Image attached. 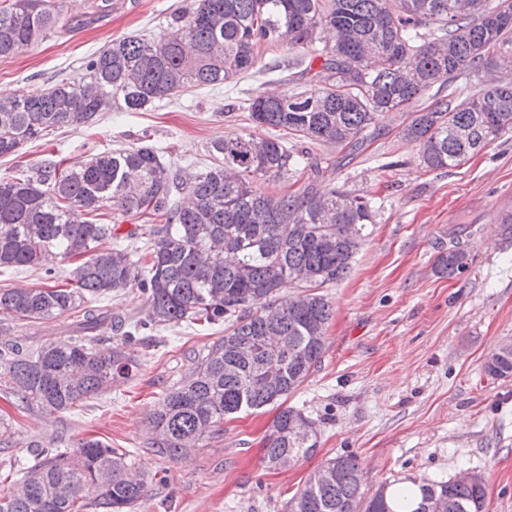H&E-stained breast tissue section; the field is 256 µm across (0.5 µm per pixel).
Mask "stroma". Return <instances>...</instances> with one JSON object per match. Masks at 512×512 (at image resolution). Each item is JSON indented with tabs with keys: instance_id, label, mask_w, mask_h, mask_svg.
<instances>
[{
	"instance_id": "1",
	"label": "stroma",
	"mask_w": 512,
	"mask_h": 512,
	"mask_svg": "<svg viewBox=\"0 0 512 512\" xmlns=\"http://www.w3.org/2000/svg\"><path fill=\"white\" fill-rule=\"evenodd\" d=\"M112 9L73 31L53 34L0 58V91L27 95L83 73L112 40L158 37L183 0H112ZM321 60L279 44L262 46L250 72L217 87H195L140 112L97 115L90 128L47 131L0 158V179L18 163L78 166L93 153L145 137L166 163L210 164V142L253 132L249 99L265 92L319 91ZM405 112L383 113L355 153L313 143L322 184L370 199L373 232L348 276L325 285L333 316L320 364L288 399L314 419V455L269 469L266 437L276 408L225 419L222 436L188 457L154 455L147 415L188 371L195 355L223 336L220 326L181 324L131 345L132 377L68 412L18 410L0 390L14 458L29 463L32 441L75 448L98 438L126 451L148 493L137 512H287L288 500L328 458L357 457L366 494L408 477L486 478V512H512V377L493 379L486 358L512 341V232L495 216L512 198V133L460 166L430 170L403 139ZM461 244L469 265L452 277L435 270L440 247Z\"/></svg>"
}]
</instances>
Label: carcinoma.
<instances>
[{"label": "carcinoma", "mask_w": 512, "mask_h": 512, "mask_svg": "<svg viewBox=\"0 0 512 512\" xmlns=\"http://www.w3.org/2000/svg\"><path fill=\"white\" fill-rule=\"evenodd\" d=\"M84 22L68 0H4L0 5V58L47 33ZM335 32L332 46H315L318 29ZM279 42L323 59L318 93L259 94L248 111L252 133L208 146L215 163L188 172L164 162L158 148L139 144L89 156L78 167H28L0 179V270L41 269L74 257L68 284L0 289V315L31 328L75 318L72 334L39 347L24 336H0V384L17 406L67 412L106 391L117 376L137 368L126 345L140 333L182 323L224 324V336L154 405L148 425L158 455L177 460L199 442L219 436L224 418L275 406L266 443L273 467L284 456L314 453L318 434L289 431L309 421L287 404L321 362L333 310L316 289L344 279L374 224L361 197L310 180L299 189L268 194L257 179L280 181L308 158L307 144L364 142L383 111L404 110L439 80L483 70L512 72V0H184L156 39L113 40L85 64L76 81L62 79L21 98H0V157L61 127L90 125L99 112H140L189 87L221 86L254 68L255 46ZM512 132V77L496 80L453 105L435 100L402 129L419 144L427 169L456 167ZM149 217L152 238L135 252L102 248L120 237L118 224ZM467 251L441 249L438 273L468 268ZM315 282L277 305L292 272ZM128 288L146 299L143 319L126 323L91 302ZM115 342L101 336L104 329ZM275 361L281 383L262 379ZM494 378L512 377V346L484 363ZM35 464L0 461L13 480L0 492V512H130L146 497L147 482L126 473V453L99 439L76 449L30 444ZM338 479L318 472L288 499V512H429L442 499L446 512H484L485 481L455 483L411 478L412 487L381 484L364 498V472L356 457L325 461Z\"/></svg>", "instance_id": "carcinoma-1"}]
</instances>
